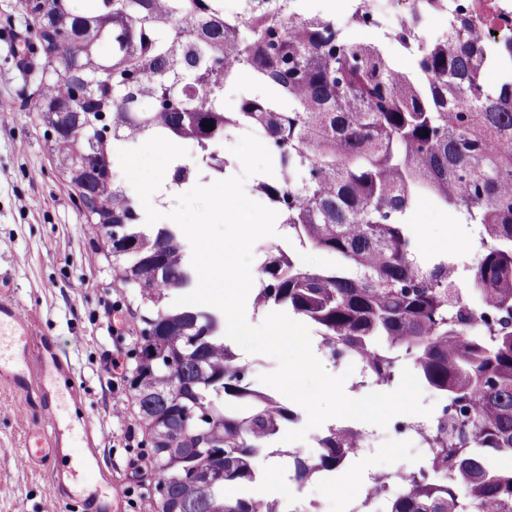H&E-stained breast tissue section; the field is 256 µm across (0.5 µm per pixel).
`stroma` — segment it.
<instances>
[{"label":"stroma","mask_w":512,"mask_h":512,"mask_svg":"<svg viewBox=\"0 0 512 512\" xmlns=\"http://www.w3.org/2000/svg\"><path fill=\"white\" fill-rule=\"evenodd\" d=\"M44 47L22 0H0V292L15 302L70 364L80 389L86 428L71 440L75 454L97 448L102 478L118 512H151L153 496L124 468L129 438L150 452L147 429L130 396L129 379L144 327L139 303L117 282L115 263L73 189L56 165L52 137L35 110ZM412 233L430 253L465 264L478 253L471 233L451 231L453 217L430 199L411 215ZM118 359L117 373L106 360ZM41 406L0 383V512H45L44 468L22 469L27 428ZM367 449L336 475L340 496L330 512H347L363 480L418 468L426 453L408 436L363 424Z\"/></svg>","instance_id":"stroma-1"}]
</instances>
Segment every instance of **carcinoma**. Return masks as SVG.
I'll return each instance as SVG.
<instances>
[{
  "label": "carcinoma",
  "mask_w": 512,
  "mask_h": 512,
  "mask_svg": "<svg viewBox=\"0 0 512 512\" xmlns=\"http://www.w3.org/2000/svg\"><path fill=\"white\" fill-rule=\"evenodd\" d=\"M293 2L245 0L236 17L223 0L38 3L46 48L36 110L61 127L54 152L69 184L80 153L89 155L92 222L124 225L132 248L112 244L116 274L147 301L149 335L130 390L155 440L165 486L157 512H278V499L249 489L261 449L296 415L250 384L219 341L218 314L172 304L196 272L175 230L140 224L112 163L141 139L192 141L202 155L174 167L179 185L201 166L232 168L220 145L254 131L273 164L255 189L288 239L338 259L313 270L267 246L255 308L313 324L330 357L358 361L376 386H393L409 362L441 398L419 431L425 464L376 477L389 490L385 512H512V36L493 47L476 35L428 41L424 15L437 3L412 0L407 26L389 36L414 61L399 71L380 40L349 43L335 21ZM489 68L499 74L493 87ZM88 76L96 83L73 115L64 100ZM242 82L275 94L245 93L238 111H224V89ZM101 112L112 134L92 146L87 123ZM422 196L476 225V264L422 254L407 220ZM450 404L460 412L452 425ZM361 437L329 428L315 455H291L293 479L339 468ZM227 484L243 493L226 498Z\"/></svg>",
  "instance_id": "cac0c4a2"
}]
</instances>
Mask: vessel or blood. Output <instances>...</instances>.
<instances>
[{
	"label": "vessel or blood",
	"mask_w": 512,
	"mask_h": 512,
	"mask_svg": "<svg viewBox=\"0 0 512 512\" xmlns=\"http://www.w3.org/2000/svg\"><path fill=\"white\" fill-rule=\"evenodd\" d=\"M68 369V363L39 336L32 319L9 298L1 296L0 382L25 395H37L42 403L39 421L24 435L20 466L46 469L49 503L65 501L76 512H109L108 485L87 480L89 474L101 468L96 449L76 456L64 446L66 430L53 406L59 395L49 380Z\"/></svg>",
	"instance_id": "vessel-or-blood-1"
}]
</instances>
